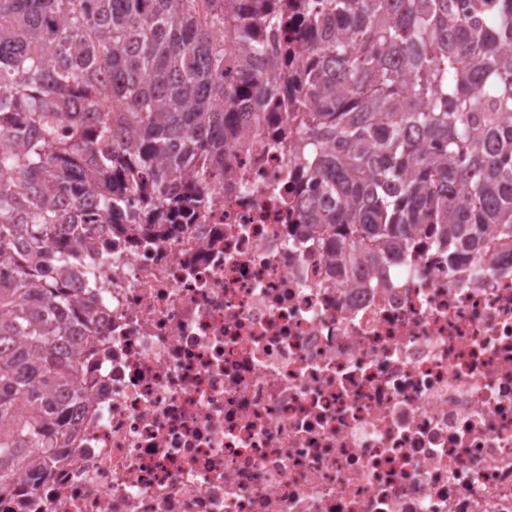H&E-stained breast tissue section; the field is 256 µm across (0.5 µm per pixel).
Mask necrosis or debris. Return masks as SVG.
I'll return each mask as SVG.
<instances>
[{
    "instance_id": "obj_1",
    "label": "necrosis or debris",
    "mask_w": 512,
    "mask_h": 512,
    "mask_svg": "<svg viewBox=\"0 0 512 512\" xmlns=\"http://www.w3.org/2000/svg\"><path fill=\"white\" fill-rule=\"evenodd\" d=\"M165 232L78 249L74 424L0 512H512V252L336 271L275 148Z\"/></svg>"
}]
</instances>
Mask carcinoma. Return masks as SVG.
<instances>
[{"mask_svg":"<svg viewBox=\"0 0 512 512\" xmlns=\"http://www.w3.org/2000/svg\"><path fill=\"white\" fill-rule=\"evenodd\" d=\"M280 113L288 206L341 266L512 251V0H0L1 497L62 456L85 226L98 253L174 224Z\"/></svg>","mask_w":512,"mask_h":512,"instance_id":"carcinoma-1","label":"carcinoma"}]
</instances>
